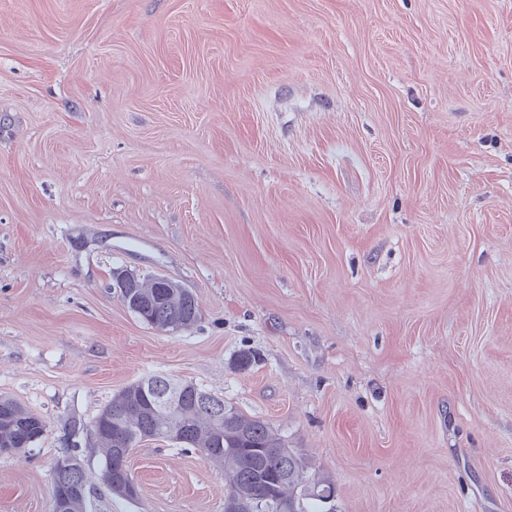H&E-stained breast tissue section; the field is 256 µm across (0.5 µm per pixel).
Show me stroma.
Returning <instances> with one entry per match:
<instances>
[{"instance_id": "1", "label": "stroma", "mask_w": 512, "mask_h": 512, "mask_svg": "<svg viewBox=\"0 0 512 512\" xmlns=\"http://www.w3.org/2000/svg\"><path fill=\"white\" fill-rule=\"evenodd\" d=\"M118 266L198 324L142 323ZM155 374L335 512H512V0H0V395L49 425L0 512H51L64 424ZM129 467L133 502L88 455L89 512H224L199 452ZM114 283L112 288L121 302L127 306L131 304L136 308V303L125 294L126 288L133 280L134 275L125 269L113 271ZM135 288H128L127 293L138 301L142 311L129 310L137 318L151 328L173 334L194 326L200 319V310L193 293L187 288H165L162 283L153 276L135 274Z\"/></svg>"}]
</instances>
